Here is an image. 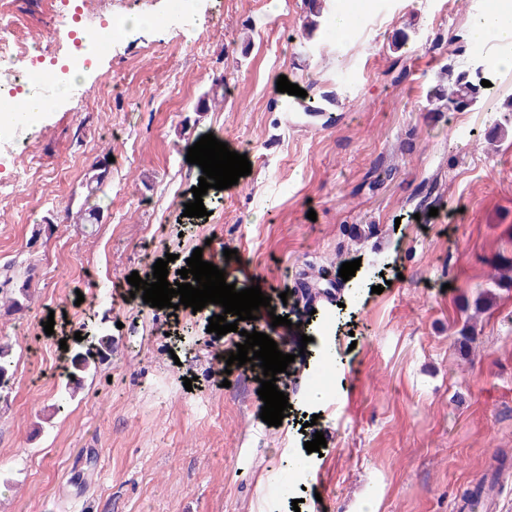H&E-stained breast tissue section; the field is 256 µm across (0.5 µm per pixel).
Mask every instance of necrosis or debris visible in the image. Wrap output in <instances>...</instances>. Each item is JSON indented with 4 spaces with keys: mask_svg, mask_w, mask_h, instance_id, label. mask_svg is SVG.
<instances>
[{
    "mask_svg": "<svg viewBox=\"0 0 512 512\" xmlns=\"http://www.w3.org/2000/svg\"><path fill=\"white\" fill-rule=\"evenodd\" d=\"M125 16L123 0H79L74 9L59 10L57 27L63 35L45 48L18 30L8 0H0L1 149L13 151L23 139V125L9 112L16 96L39 90L50 100L60 93L82 99L85 75L127 39L122 24ZM90 24L97 29L93 39L77 34V26ZM45 74L51 77L53 86L43 91L39 83Z\"/></svg>",
    "mask_w": 512,
    "mask_h": 512,
    "instance_id": "necrosis-or-debris-1",
    "label": "necrosis or debris"
}]
</instances>
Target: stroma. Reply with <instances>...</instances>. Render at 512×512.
Returning a JSON list of instances; mask_svg holds the SVG:
<instances>
[{"label": "stroma", "mask_w": 512, "mask_h": 512, "mask_svg": "<svg viewBox=\"0 0 512 512\" xmlns=\"http://www.w3.org/2000/svg\"><path fill=\"white\" fill-rule=\"evenodd\" d=\"M9 2L24 31L54 32L59 0ZM380 4L375 24L331 43L316 32L303 52L282 41L303 31L301 0H206L193 30L143 28L102 60L95 79L119 77L117 105L62 98L28 130L13 166L41 176L18 199L0 193V267L32 269L31 301L0 313L18 359L0 403V512H319L322 491L332 512H450L479 480L512 512V475L491 470L512 463V282L495 270L512 260V125L497 129L512 70L492 66L476 109L450 122L427 97L445 64H472L486 0ZM282 75L316 84L333 123L283 111ZM219 77L223 100L198 111ZM208 133L252 169L187 217L202 175L187 150ZM106 153V194L87 197ZM82 208L93 223H75ZM198 248L237 289L278 287L276 315L303 277L331 283L338 304L297 328L266 316L219 336L207 326L221 306L131 297V273L150 278L170 253L178 282ZM94 325L112 354L54 412L68 353ZM245 330L286 338L295 356L280 426L260 417L259 382L214 360ZM324 367L326 395L311 399ZM318 431L326 447L307 452Z\"/></svg>", "instance_id": "obj_1"}]
</instances>
